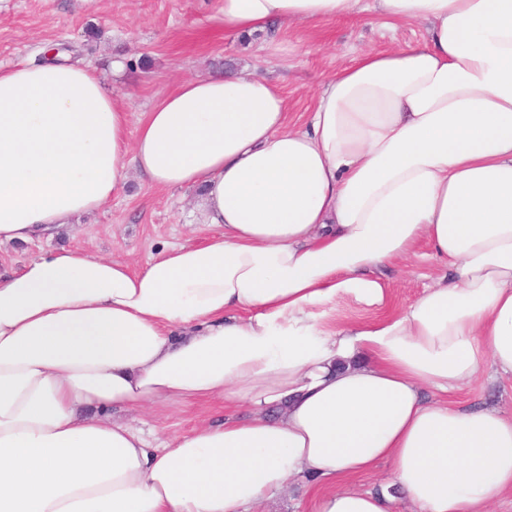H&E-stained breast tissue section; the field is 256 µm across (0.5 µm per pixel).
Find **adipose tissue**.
<instances>
[{
    "mask_svg": "<svg viewBox=\"0 0 512 512\" xmlns=\"http://www.w3.org/2000/svg\"><path fill=\"white\" fill-rule=\"evenodd\" d=\"M225 35L353 11L421 21L366 51L305 124L266 77L180 83L131 125L88 65L0 69V246L52 237L131 174L196 188L217 233L141 269L41 251L0 274V512H251L290 478L310 512H489L512 417L449 403L512 374V0H222ZM427 244L443 272L399 313L376 271ZM219 398L223 422L150 440L113 407ZM391 490L351 487L379 462Z\"/></svg>",
    "mask_w": 512,
    "mask_h": 512,
    "instance_id": "1",
    "label": "adipose tissue"
}]
</instances>
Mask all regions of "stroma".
<instances>
[{
	"instance_id": "1",
	"label": "stroma",
	"mask_w": 512,
	"mask_h": 512,
	"mask_svg": "<svg viewBox=\"0 0 512 512\" xmlns=\"http://www.w3.org/2000/svg\"><path fill=\"white\" fill-rule=\"evenodd\" d=\"M221 0H0V68L45 59L49 47L68 45L74 60L91 62L112 87L114 97L141 118L159 99L187 78L232 69L269 78L287 101L288 120L303 123L321 81L366 49L386 51L419 45L428 31L423 23H404L395 34L382 31L369 15L354 12L317 25L284 24L275 33L225 36ZM122 61L113 71V61ZM199 193L194 188L158 191L131 176L126 188L100 211L84 215L51 238L30 245L0 247V263L19 268L49 248L77 249L141 267L174 243H202L212 226L199 223ZM427 245L417 256L378 274L387 301L367 309L341 299L327 310L329 323L370 322L413 302L439 273ZM463 405L483 403L512 416V376L485 367L480 376L451 397ZM222 400L168 404L138 417L122 410L113 419L136 420L157 437L192 431L220 420Z\"/></svg>"
}]
</instances>
